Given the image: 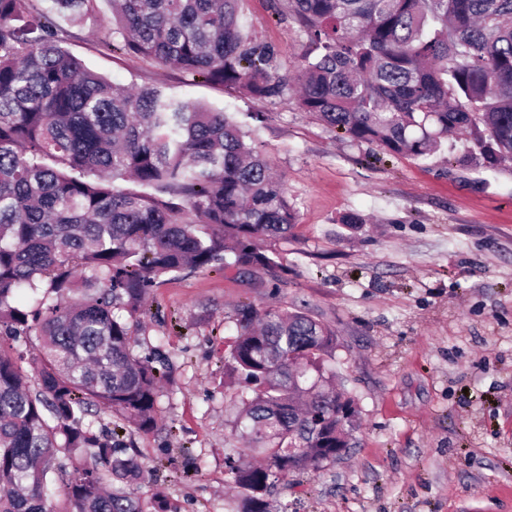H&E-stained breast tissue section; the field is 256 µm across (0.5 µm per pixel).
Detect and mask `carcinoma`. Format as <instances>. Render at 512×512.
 <instances>
[{
    "instance_id": "obj_1",
    "label": "carcinoma",
    "mask_w": 512,
    "mask_h": 512,
    "mask_svg": "<svg viewBox=\"0 0 512 512\" xmlns=\"http://www.w3.org/2000/svg\"><path fill=\"white\" fill-rule=\"evenodd\" d=\"M49 2L0 0V512H145L124 437L157 429L166 379L133 354L146 296L195 270L275 268L299 215L245 125L88 68L53 17L78 24L96 0ZM239 2L112 0L113 48L293 95L386 154L463 138L488 177L512 161V0H285L306 38L294 75L244 33ZM236 324L224 373L243 384L246 446L227 461L238 512H270L288 474L350 447L358 410L326 388L329 324L252 303ZM93 406L112 427L84 423Z\"/></svg>"
}]
</instances>
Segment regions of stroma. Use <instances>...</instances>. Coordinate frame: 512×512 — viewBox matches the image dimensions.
Listing matches in <instances>:
<instances>
[{
    "label": "stroma",
    "mask_w": 512,
    "mask_h": 512,
    "mask_svg": "<svg viewBox=\"0 0 512 512\" xmlns=\"http://www.w3.org/2000/svg\"><path fill=\"white\" fill-rule=\"evenodd\" d=\"M279 0H241L244 27L295 71L305 37ZM67 47L113 82L162 86L238 116L299 212L278 266L257 277L199 270L152 288L135 351L169 359L159 431H129L167 512H233L225 456L238 386L223 339L240 302L325 320L331 367L354 398L352 446L293 473L271 512H512V163L484 186L443 147L419 162L382 154L303 112L292 97L256 101L108 47L112 10L67 28ZM350 213L362 224H345Z\"/></svg>",
    "instance_id": "35a3bbf8"
}]
</instances>
